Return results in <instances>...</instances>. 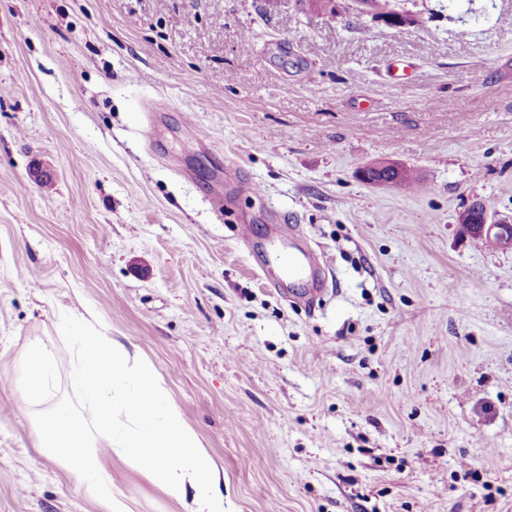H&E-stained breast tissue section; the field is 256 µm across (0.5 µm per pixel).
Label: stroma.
Listing matches in <instances>:
<instances>
[{"label": "stroma", "mask_w": 512, "mask_h": 512, "mask_svg": "<svg viewBox=\"0 0 512 512\" xmlns=\"http://www.w3.org/2000/svg\"><path fill=\"white\" fill-rule=\"evenodd\" d=\"M337 3L0 0V512H102L12 382L46 342L79 406L89 308L226 512H512V251L457 231L474 200L512 219V0H398L403 28ZM383 161L418 188L360 178ZM288 227L313 309L268 258ZM110 468L128 512H185Z\"/></svg>", "instance_id": "1"}]
</instances>
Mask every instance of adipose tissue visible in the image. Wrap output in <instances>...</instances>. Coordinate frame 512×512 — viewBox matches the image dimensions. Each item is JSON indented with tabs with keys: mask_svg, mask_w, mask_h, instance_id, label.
Segmentation results:
<instances>
[{
	"mask_svg": "<svg viewBox=\"0 0 512 512\" xmlns=\"http://www.w3.org/2000/svg\"><path fill=\"white\" fill-rule=\"evenodd\" d=\"M78 361L70 383L79 407L44 406L57 368L47 344H31L16 382L28 403L41 405L37 446L75 472L104 512H126L114 493L108 461L118 457L169 496L188 500L189 512H226L220 472L185 421L155 367L124 343L72 326ZM107 447H100L99 437Z\"/></svg>",
	"mask_w": 512,
	"mask_h": 512,
	"instance_id": "obj_1",
	"label": "adipose tissue"
}]
</instances>
